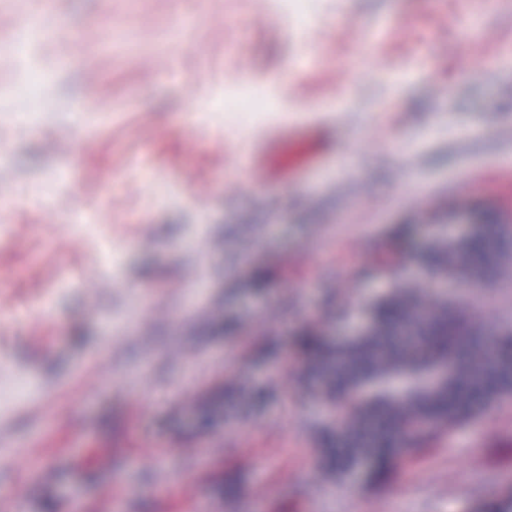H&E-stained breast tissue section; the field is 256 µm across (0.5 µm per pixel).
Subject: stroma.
<instances>
[{
	"mask_svg": "<svg viewBox=\"0 0 512 512\" xmlns=\"http://www.w3.org/2000/svg\"><path fill=\"white\" fill-rule=\"evenodd\" d=\"M0 26V512H482L512 494V401L387 482L322 466L294 339L398 287L512 320L421 257L512 178V0H10ZM322 160L262 184L261 138ZM164 184L165 198L153 187ZM221 401L201 428V406ZM312 126L309 121L298 122L276 128L269 140L267 150H275L286 144H298L310 139Z\"/></svg>",
	"mask_w": 512,
	"mask_h": 512,
	"instance_id": "obj_1",
	"label": "stroma"
}]
</instances>
